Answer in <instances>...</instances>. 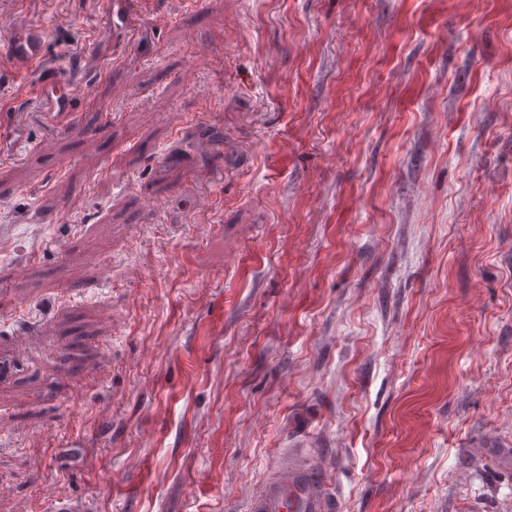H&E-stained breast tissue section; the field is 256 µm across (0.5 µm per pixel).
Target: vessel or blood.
I'll return each mask as SVG.
<instances>
[{
    "instance_id": "1",
    "label": "vessel or blood",
    "mask_w": 512,
    "mask_h": 512,
    "mask_svg": "<svg viewBox=\"0 0 512 512\" xmlns=\"http://www.w3.org/2000/svg\"><path fill=\"white\" fill-rule=\"evenodd\" d=\"M0 62L19 73L39 63L45 30L39 25L18 28L10 14H0ZM267 476L260 487L243 489L241 512H334L336 501L324 465L312 455L276 454L265 463Z\"/></svg>"
}]
</instances>
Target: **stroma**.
<instances>
[{
    "label": "stroma",
    "mask_w": 512,
    "mask_h": 512,
    "mask_svg": "<svg viewBox=\"0 0 512 512\" xmlns=\"http://www.w3.org/2000/svg\"><path fill=\"white\" fill-rule=\"evenodd\" d=\"M1 9L0 512H240L298 448L337 512H512V0ZM9 34V40L0 43V62L8 64L18 73L31 70L42 57L45 29L29 25L18 29L13 14H0V34Z\"/></svg>",
    "instance_id": "35a3bbf8"
}]
</instances>
